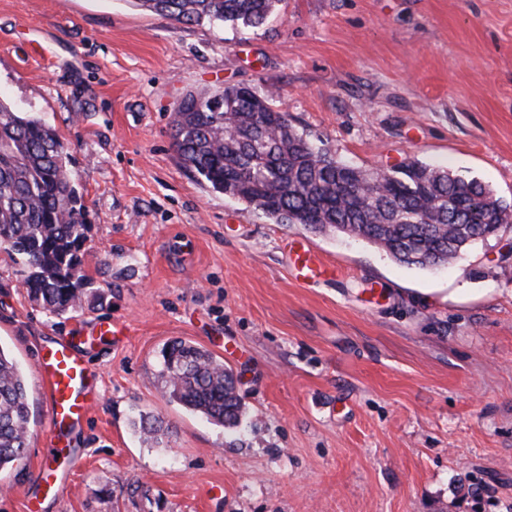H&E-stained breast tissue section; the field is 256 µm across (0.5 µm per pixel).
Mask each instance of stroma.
<instances>
[{
	"label": "stroma",
	"instance_id": "35a3bbf8",
	"mask_svg": "<svg viewBox=\"0 0 512 512\" xmlns=\"http://www.w3.org/2000/svg\"><path fill=\"white\" fill-rule=\"evenodd\" d=\"M273 96L363 169L416 160L512 204V0H283L264 25L181 24L131 0H0V97L65 142L102 305L54 316L0 250V346L28 383L27 457L0 512H28L46 407L37 348L89 350L101 399L67 445L71 490L41 512H512V231L420 270L343 234L277 224L180 164L186 94ZM298 235L342 271L299 284ZM183 340L235 374L229 434L170 401ZM162 420L160 445L130 426Z\"/></svg>",
	"mask_w": 512,
	"mask_h": 512
}]
</instances>
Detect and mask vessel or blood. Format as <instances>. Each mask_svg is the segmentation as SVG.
Masks as SVG:
<instances>
[{"instance_id":"obj_1","label":"vessel or blood","mask_w":512,"mask_h":512,"mask_svg":"<svg viewBox=\"0 0 512 512\" xmlns=\"http://www.w3.org/2000/svg\"><path fill=\"white\" fill-rule=\"evenodd\" d=\"M290 256L294 276L301 284L332 279L336 266L300 238L283 243ZM39 388L47 408L44 431L48 466L36 478L39 498L29 501V512H40V497L60 498L70 489L68 470L73 463L66 446L71 431L88 421L98 397V376L90 369L85 349L72 340H54L36 352Z\"/></svg>"}]
</instances>
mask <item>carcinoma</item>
I'll list each match as a JSON object with an SVG mask.
<instances>
[{
	"label": "carcinoma",
	"mask_w": 512,
	"mask_h": 512,
	"mask_svg": "<svg viewBox=\"0 0 512 512\" xmlns=\"http://www.w3.org/2000/svg\"><path fill=\"white\" fill-rule=\"evenodd\" d=\"M281 0H133L178 22L259 27ZM174 143L182 166L209 188L245 202L276 224L364 240L408 268L455 262L468 247L512 229V205L476 179L410 161L368 170L333 157L250 88L189 95L176 106ZM56 129L0 98V249L22 259L29 296L55 315L100 304L82 269L87 239L83 195ZM171 400L228 430L242 422L235 377L213 354L183 341L163 354ZM24 378L0 347V471L27 452ZM147 442L164 435L157 419L136 423Z\"/></svg>",
	"instance_id": "obj_1"
}]
</instances>
